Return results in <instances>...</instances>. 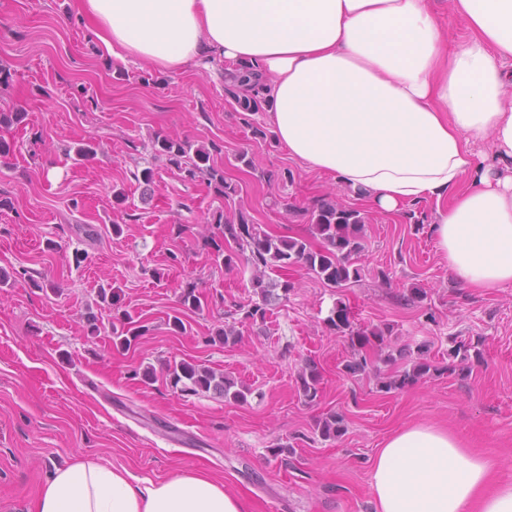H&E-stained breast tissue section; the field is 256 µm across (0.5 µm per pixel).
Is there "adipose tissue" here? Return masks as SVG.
Masks as SVG:
<instances>
[{"instance_id":"ef3b65f1","label":"adipose tissue","mask_w":512,"mask_h":512,"mask_svg":"<svg viewBox=\"0 0 512 512\" xmlns=\"http://www.w3.org/2000/svg\"><path fill=\"white\" fill-rule=\"evenodd\" d=\"M75 0L114 60L162 71L251 67L289 157L352 202L431 225L464 287L512 285V0ZM488 142L476 152L472 143ZM499 461L449 428L394 430L372 464L377 512H512ZM36 512H248L205 474L139 480L97 461L54 468Z\"/></svg>"}]
</instances>
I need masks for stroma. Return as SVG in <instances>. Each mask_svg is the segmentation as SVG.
<instances>
[{"label":"stroma","instance_id":"obj_1","mask_svg":"<svg viewBox=\"0 0 512 512\" xmlns=\"http://www.w3.org/2000/svg\"><path fill=\"white\" fill-rule=\"evenodd\" d=\"M0 68L9 74L0 111L29 114L13 154L0 158V198L9 201L0 209V268L12 274L0 286V512H34L54 467L82 460L155 481L176 469L204 472L241 493L250 512H376L373 458L412 421L448 425L490 457L512 455V286L474 292L458 284L430 231L429 203L399 217L368 215L362 279L343 294L299 271L287 297L254 325L239 313L256 300L249 274L211 260L212 212L241 208L273 234L299 237L309 233L304 207L347 200L288 158L268 132L267 111L250 117L266 139L248 138L223 79L115 62L72 0H0ZM159 135L217 146L213 159L237 188L232 203L153 159ZM79 142L93 143L94 158L64 156ZM243 150L253 167L235 161ZM146 167L155 173L148 205L132 177ZM119 189L122 204L113 198ZM172 252L180 259L173 270ZM107 283L148 328L127 350L113 348L111 328L86 331L87 309ZM189 283L200 309L179 303ZM414 288L423 301H406ZM340 296L360 322L392 324L393 346L426 341L442 360L449 336L478 339L484 361L462 376L378 391L372 377L341 370L348 344L325 324ZM173 315L183 333L168 326ZM227 323L240 336L231 346L212 339ZM309 356L322 375L315 405L296 384ZM174 360L232 376L250 388L246 403L186 394L162 377L143 382L146 368ZM330 409L347 422L335 442L316 430ZM280 444L293 454L273 456Z\"/></svg>","mask_w":512,"mask_h":512}]
</instances>
